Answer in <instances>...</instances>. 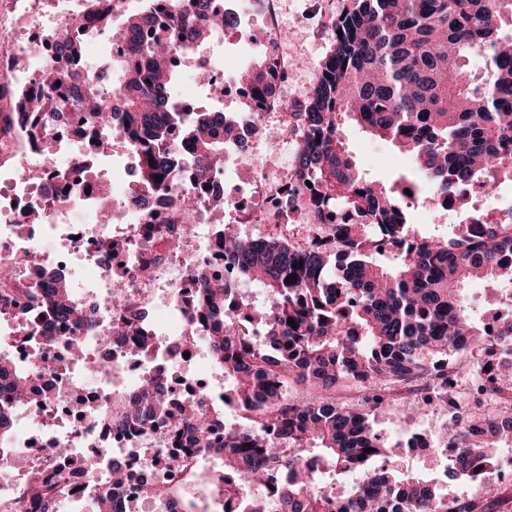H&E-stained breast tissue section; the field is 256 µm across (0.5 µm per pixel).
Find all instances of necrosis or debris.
<instances>
[{
    "label": "necrosis or debris",
    "mask_w": 512,
    "mask_h": 512,
    "mask_svg": "<svg viewBox=\"0 0 512 512\" xmlns=\"http://www.w3.org/2000/svg\"><path fill=\"white\" fill-rule=\"evenodd\" d=\"M42 2L14 0L10 49L0 54V82L21 86L34 97L42 94V75L65 62L59 33L77 24H94L82 0H57L50 13L42 11ZM280 3L249 0L238 13L261 24L285 74L290 63L278 51ZM209 45V52L196 56L174 52V64L178 71L191 68L202 74L205 89L219 100L231 83L224 72L223 45L215 37ZM281 101L274 90L254 112L241 115L216 107V114L235 130L224 145L223 168L201 181L183 176L162 193L127 183L133 148L125 143L98 147L85 130V112L74 95L60 102L61 119L42 122L43 143L27 145L21 152L14 137L31 119L11 111L13 132L0 134V155L12 159L17 172L38 168L47 174L37 183L19 178L17 172L0 178V263L13 266L14 287L39 291L48 285L47 269L57 268L68 276L75 300L89 308L111 292L113 276L125 274L121 302L100 313V333L111 335L114 324L143 313L141 325L159 343L160 354L150 362L134 356L126 340L106 349L87 343L89 359L111 360L112 373L106 376L77 366L70 350L69 338L77 333L72 322L57 324L55 339L48 344L34 308L10 306L0 313V357L37 371L39 377L21 399L13 398L9 386L0 381V406L9 407L16 423L5 447L17 449L34 468L45 471L62 466L56 453L60 447L101 462L119 454L129 468L155 478L163 477L168 462L187 470L198 466V456L187 454L189 441L182 436L185 409L197 401L210 411L223 406L224 379L208 343L218 323L203 312L196 279L204 275L224 280L229 288L225 313L234 315L237 273L224 260L223 225L248 213L287 237L289 210L315 193L296 171L262 152L270 137V119L285 126L294 123L282 112ZM429 204L467 224L481 223L487 208L495 210L500 223L512 224V205L489 194L478 180L468 182L461 195L433 196ZM181 228L192 229L193 234L172 247L171 233ZM106 240L112 249H103ZM145 262L152 273L138 277L137 268ZM160 368L167 373L165 428L113 427L111 417L121 403L113 397L112 382L123 383L136 394ZM72 482L67 499L73 505L110 495L113 512H156V504L138 485L113 491L102 466L90 476L75 474Z\"/></svg>",
    "instance_id": "1"
}]
</instances>
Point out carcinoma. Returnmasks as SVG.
Listing matches in <instances>:
<instances>
[{"mask_svg":"<svg viewBox=\"0 0 512 512\" xmlns=\"http://www.w3.org/2000/svg\"><path fill=\"white\" fill-rule=\"evenodd\" d=\"M85 2L99 29H112L118 0ZM349 2L331 23L332 49L312 95L285 103L284 110L302 134L298 176L320 188L310 204L339 203L369 221L334 225V250L313 240L298 245L224 234V261L239 274L236 308L239 316L257 320V335H240L226 318L224 334L210 342L223 364L224 401L250 412L251 420L223 431L222 415L195 409L185 433L196 453L224 459V472L210 473L207 482L216 492L240 496L247 502L244 512H264L257 491L276 476L278 512H491L485 498L450 499L436 480L381 464L394 449L377 434L370 412L390 401L397 386L417 379L424 391L415 397L416 407L452 401L444 365L452 361L478 371L487 341L477 314L463 303L465 289L477 279L493 289L512 285V231L496 220L478 225L476 235L457 224L452 237L421 235L415 245H404L411 228L407 201L424 190L451 197L474 178L490 190L512 183V0ZM156 21L149 6L125 19L129 51L142 60L135 68L85 60L89 35L77 29L65 37L67 65L49 76L48 98L52 106V98L78 88L90 109L87 119L104 123V145L128 140L137 151L138 181L167 192L181 177L174 129L191 141L188 160L198 179L210 169L204 159L224 164V145L209 131L211 113L181 112L174 105L172 70L158 74L159 54L169 56L172 48L152 39ZM171 21L182 30L184 52L201 34L238 24L214 0H192L191 12ZM476 59L484 63L480 73L472 67ZM280 77L277 62L263 51L238 81L260 105ZM347 122L412 159L399 186L388 188L360 172L341 138ZM383 236L386 250L363 247ZM291 275L297 280L287 281ZM48 279L39 296L45 316H68L84 335H96L97 310L75 301L63 271L51 270ZM226 291L224 282L199 277V296L210 312H223ZM290 318L296 327L288 325ZM131 332L137 348L151 346L152 336L133 323L112 328V336ZM0 374L11 377L16 396L26 395L33 372L0 366ZM351 379L363 382L361 410L333 402L336 388ZM293 382L308 393L304 401L289 397ZM486 391L477 386L471 410L444 428L442 442L457 449L446 472L454 479H485L497 464L495 449L512 446V407L484 406ZM165 407L161 389L146 388L127 400L124 417L114 424L157 428ZM111 467L115 488L137 478L158 503L176 494L167 484L135 475L119 457ZM352 472L358 481L336 492ZM71 478L64 469L35 472L22 496L41 512H59Z\"/></svg>","mask_w":512,"mask_h":512,"instance_id":"cac0c4a2","label":"carcinoma"}]
</instances>
